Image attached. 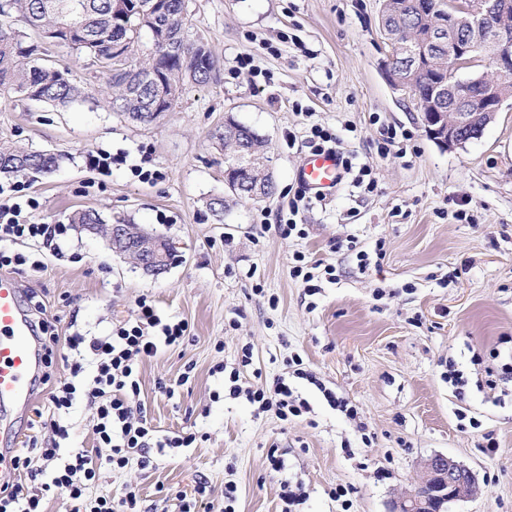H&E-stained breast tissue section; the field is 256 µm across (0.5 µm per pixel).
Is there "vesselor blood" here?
Here are the masks:
<instances>
[{
  "label": "vessel or blood",
  "mask_w": 512,
  "mask_h": 512,
  "mask_svg": "<svg viewBox=\"0 0 512 512\" xmlns=\"http://www.w3.org/2000/svg\"><path fill=\"white\" fill-rule=\"evenodd\" d=\"M343 176L336 152L319 151L307 156L296 171L297 181L314 197H326ZM42 354L30 321L21 307L19 290L0 276V402L11 401L31 408V382L39 372Z\"/></svg>",
  "instance_id": "obj_1"
}]
</instances>
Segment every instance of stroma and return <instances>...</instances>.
I'll list each match as a JSON object with an SVG mask.
<instances>
[{"mask_svg":"<svg viewBox=\"0 0 512 512\" xmlns=\"http://www.w3.org/2000/svg\"><path fill=\"white\" fill-rule=\"evenodd\" d=\"M381 4L189 0V33L219 71L147 126L112 112L101 68L66 46H48L47 55L89 98L55 107L0 95V141L63 156L48 175L0 176V204H12L8 187L18 181L36 201L31 222L65 224L90 209L105 223L128 219L161 234L177 250L155 278L113 253L104 236L77 228L56 249L16 245L47 265L10 275L24 309H43L52 335H108L134 321L144 294L162 316L188 324L179 347L140 363L138 401L159 435L189 431L196 442L165 449L149 469L132 462L103 470L95 492L117 496L131 484L151 512H181L197 481H207L218 502L230 480L236 512H281L286 478L306 492L297 512H390L414 489L424 461L444 454L470 468L477 487L448 512H512V378L479 387L485 372L471 362L480 352L512 355V105L461 149L431 141L412 100L387 78ZM229 116L267 139L276 193L231 206L219 222L205 200L226 191L224 150L212 133ZM314 125L336 134L376 187L364 191L346 175L326 199L300 208L295 220L306 238L283 239L273 226L301 189L295 171ZM387 126L411 138L384 157ZM100 150L127 161L101 173L87 163ZM143 160L157 173L153 182L131 170ZM360 249L372 255L363 273ZM298 252L335 267L337 283L318 279L319 293L307 295L290 273ZM245 344L253 351L240 370L245 389L286 374L288 357L301 355L320 380H289L308 401L307 416L284 422L230 396L215 367L236 365ZM450 361L468 380L464 397L443 378ZM163 382L174 385V397L160 392ZM326 387L356 404L359 420L334 409ZM47 393L38 379L33 409L0 405V448L44 439L33 422L48 407ZM488 436L497 453L484 450ZM273 447L284 475L269 469ZM339 484L350 489L346 511L330 495Z\"/></svg>","mask_w":512,"mask_h":512,"instance_id":"1","label":"stroma"}]
</instances>
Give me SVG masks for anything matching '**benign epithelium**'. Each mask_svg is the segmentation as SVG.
<instances>
[{
	"label": "benign epithelium",
	"instance_id": "7a95c632",
	"mask_svg": "<svg viewBox=\"0 0 512 512\" xmlns=\"http://www.w3.org/2000/svg\"><path fill=\"white\" fill-rule=\"evenodd\" d=\"M448 43V58L439 62L430 54L434 43ZM411 63L445 73L421 101L402 75L395 56L386 68L391 84L407 92L421 115L426 134L454 150L479 137L512 98V0H446L437 19L434 37L414 34L407 46ZM488 58L492 73L463 75L481 58ZM448 109H443V105ZM105 233L114 252L132 259L143 271L158 276L174 259L169 248L136 236L125 224H109ZM476 490L472 472L447 456L435 454L424 465L414 489L393 504L391 512H445L447 504Z\"/></svg>",
	"mask_w": 512,
	"mask_h": 512
}]
</instances>
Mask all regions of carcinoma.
<instances>
[{"label": "carcinoma", "instance_id": "obj_1", "mask_svg": "<svg viewBox=\"0 0 512 512\" xmlns=\"http://www.w3.org/2000/svg\"><path fill=\"white\" fill-rule=\"evenodd\" d=\"M152 0H0V16L12 11L20 13L30 29L57 45H67L99 63L110 74L112 96L110 105H119L120 116L130 122L149 124L162 116L150 101L151 92L145 85L146 71L150 68L167 74L170 84L166 93L178 101L190 83L202 84L209 81L210 71L202 70L195 63V53L186 51H163L141 61L138 70L120 67L115 61L114 46L130 40L138 42L142 34L158 25L172 38L179 37L185 25L183 0H166V12L158 17L152 14L130 12V8L147 5ZM381 18L388 32L398 43L396 63L407 66L404 34L425 32L433 19L417 16L411 0H383ZM35 49L23 50L15 43L10 32L0 28V92L14 93L25 98L45 102L54 106L67 107L87 97L85 91L72 83L67 69L48 66L33 57ZM436 73L422 70L414 79L415 91L427 99ZM228 132L234 134L243 149L263 160L267 157V140L252 128L233 119H228ZM63 156L42 151H21L9 144L0 143V174L11 175L27 170L44 174L53 173ZM227 179L243 184V194L230 198L211 197L206 201L207 209L214 216H221L230 210L229 199H248L254 190L253 184L237 168L233 161H224Z\"/></svg>", "mask_w": 512, "mask_h": 512}]
</instances>
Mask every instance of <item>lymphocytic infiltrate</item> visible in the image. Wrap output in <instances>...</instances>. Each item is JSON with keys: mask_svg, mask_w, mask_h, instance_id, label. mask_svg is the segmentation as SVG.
<instances>
[{"mask_svg": "<svg viewBox=\"0 0 512 512\" xmlns=\"http://www.w3.org/2000/svg\"><path fill=\"white\" fill-rule=\"evenodd\" d=\"M68 231L65 224L31 223L23 203L0 208V242H51ZM137 307L135 321L116 325L109 335L90 340L78 335L68 338V352L61 361L70 376L49 394L54 417L40 423L41 428L51 430L53 437L45 446L27 448L15 455V469L24 470L29 482L0 487V512H43L41 502L51 494L62 498L66 512H143L134 487H125L117 497L108 493L93 497L89 489L102 469L121 470L133 460L145 469L154 464L153 449L186 448L195 442L194 433L183 431L157 438L151 422L134 406L140 392L139 361L154 357L161 348L179 345L188 329L182 320L163 321L149 296H141ZM88 356L94 358L96 372L87 386L81 373ZM239 378V368L232 369L228 376L230 394H245L258 411L274 413L282 421L309 411L307 403L295 397L284 380L244 391ZM83 397L96 409V445L90 451L61 445L69 432L60 417Z\"/></svg>", "mask_w": 512, "mask_h": 512, "instance_id": "lymphocytic-infiltrate-1", "label": "lymphocytic infiltrate"}]
</instances>
